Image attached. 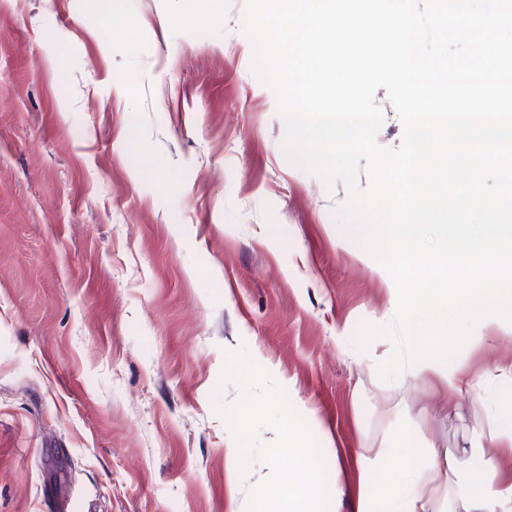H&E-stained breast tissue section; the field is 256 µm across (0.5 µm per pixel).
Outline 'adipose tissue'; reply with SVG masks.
Listing matches in <instances>:
<instances>
[{"label":"adipose tissue","mask_w":512,"mask_h":512,"mask_svg":"<svg viewBox=\"0 0 512 512\" xmlns=\"http://www.w3.org/2000/svg\"><path fill=\"white\" fill-rule=\"evenodd\" d=\"M453 342L450 336L435 337L430 344L410 342L399 377H431L450 391L472 387V379L444 359ZM356 457L360 463L356 512H371L375 496L385 501L386 512H438L441 503L448 512H512V482L500 478L495 457H486L476 473L450 480L434 444L424 440L414 424H406L387 447H362Z\"/></svg>","instance_id":"adipose-tissue-1"}]
</instances>
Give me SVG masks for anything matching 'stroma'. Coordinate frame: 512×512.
I'll return each instance as SVG.
<instances>
[{"label": "stroma", "mask_w": 512, "mask_h": 512, "mask_svg": "<svg viewBox=\"0 0 512 512\" xmlns=\"http://www.w3.org/2000/svg\"><path fill=\"white\" fill-rule=\"evenodd\" d=\"M243 0H0V512H247L216 409L247 347L318 439L330 512L401 416L459 474L512 431V321L454 362L480 393L385 382L394 282L282 152Z\"/></svg>", "instance_id": "stroma-1"}]
</instances>
